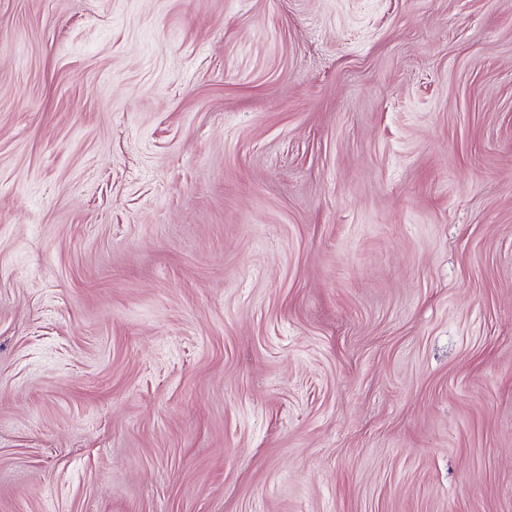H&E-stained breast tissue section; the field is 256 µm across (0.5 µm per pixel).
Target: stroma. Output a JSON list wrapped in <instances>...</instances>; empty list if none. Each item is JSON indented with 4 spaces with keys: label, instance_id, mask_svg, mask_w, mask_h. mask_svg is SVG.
Listing matches in <instances>:
<instances>
[{
    "label": "stroma",
    "instance_id": "obj_1",
    "mask_svg": "<svg viewBox=\"0 0 512 512\" xmlns=\"http://www.w3.org/2000/svg\"><path fill=\"white\" fill-rule=\"evenodd\" d=\"M0 512H512V0H0Z\"/></svg>",
    "mask_w": 512,
    "mask_h": 512
}]
</instances>
